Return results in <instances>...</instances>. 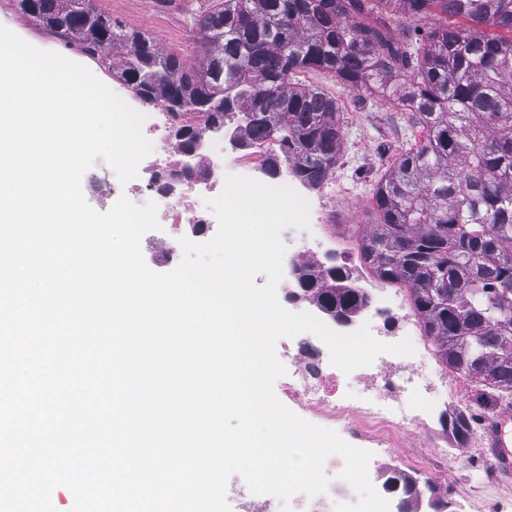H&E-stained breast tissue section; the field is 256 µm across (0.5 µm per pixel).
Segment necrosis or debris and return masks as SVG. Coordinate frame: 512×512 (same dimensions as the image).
Instances as JSON below:
<instances>
[{
    "label": "necrosis or debris",
    "mask_w": 512,
    "mask_h": 512,
    "mask_svg": "<svg viewBox=\"0 0 512 512\" xmlns=\"http://www.w3.org/2000/svg\"><path fill=\"white\" fill-rule=\"evenodd\" d=\"M143 113L146 120L143 134L158 148L145 157L139 168L141 178L122 184L110 180L107 168L89 175L91 191L105 192L107 196L146 197L160 207V221L166 236L151 257L162 266L178 265L183 257L180 238L214 236L218 222L214 214L201 202L220 194L224 187V140L232 136L231 127L206 131L193 154L183 153L170 136L172 117L161 105L151 104ZM316 347L310 338L288 345L286 355L292 371L283 390L288 400L328 421H346L353 433L374 428L387 439H397L400 431L414 424L421 405L410 385L420 378L421 368L409 364H391L385 356H377L365 366L355 380L365 401L351 407L341 401L337 393L344 373L314 356Z\"/></svg>",
    "instance_id": "necrosis-or-debris-1"
}]
</instances>
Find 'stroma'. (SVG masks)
I'll use <instances>...</instances> for the list:
<instances>
[{"label": "stroma", "mask_w": 512, "mask_h": 512, "mask_svg": "<svg viewBox=\"0 0 512 512\" xmlns=\"http://www.w3.org/2000/svg\"><path fill=\"white\" fill-rule=\"evenodd\" d=\"M214 3L215 0H91L96 10L148 34L163 49L189 63L198 60L199 43L188 15L208 11ZM0 25L37 48L68 58L74 56L72 50L64 48L31 18L15 11L7 0H0ZM304 81L334 97L343 117L344 143L333 174L338 189L331 200L336 221L326 229L327 235L335 238L336 249L307 254L310 232L288 228L281 234L287 246L283 262L288 266L311 257L364 275L368 269L358 251V235L360 225L366 221L373 190L397 157L413 139L423 138L424 132L414 125L400 101L371 107L358 94L318 71L305 74ZM365 323L373 335L388 337L393 343L405 338L416 346L428 342L413 309L401 312L383 306L375 292L370 295L368 310L345 325L344 330L350 333ZM475 393L476 385L470 379L449 373L447 392L425 395L428 411L423 421L408 427L403 437L391 445L381 443L369 432L352 434L341 421L331 423L330 428L349 444L371 452L369 477L378 493L389 500L390 512H399L401 495L387 490L385 478L392 466L403 463L412 470H428L438 491L446 494L451 512H512V487L497 482L483 452L482 431L477 423L483 411L473 403ZM456 409L466 412L472 424L471 436L463 444L454 441L446 427L449 414Z\"/></svg>", "instance_id": "obj_1"}]
</instances>
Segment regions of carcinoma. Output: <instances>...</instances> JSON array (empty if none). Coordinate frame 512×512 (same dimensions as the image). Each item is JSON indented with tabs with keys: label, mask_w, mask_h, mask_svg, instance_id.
Returning <instances> with one entry per match:
<instances>
[{
	"label": "carcinoma",
	"mask_w": 512,
	"mask_h": 512,
	"mask_svg": "<svg viewBox=\"0 0 512 512\" xmlns=\"http://www.w3.org/2000/svg\"><path fill=\"white\" fill-rule=\"evenodd\" d=\"M11 2L179 118L222 126L237 113L240 145L278 142L269 175L285 168L310 188L336 169L342 123L300 74L325 71L375 103L397 97L427 134L376 184L362 261L409 288L435 354L480 385L482 406L512 404V0H219L193 19L192 66L90 0ZM174 137L190 152L199 127L179 123ZM299 266L316 306L352 318L368 305L345 269ZM448 428L459 443L470 435L461 412ZM388 482L400 512H414L420 489L447 512L431 482Z\"/></svg>",
	"instance_id": "cac0c4a2"
}]
</instances>
